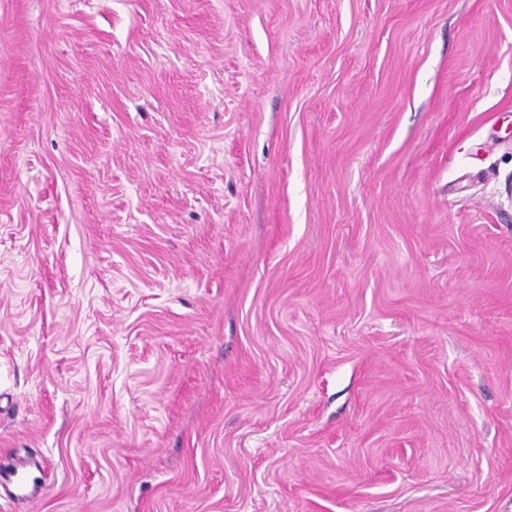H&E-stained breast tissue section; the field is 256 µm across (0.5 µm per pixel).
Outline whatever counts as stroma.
<instances>
[{
    "mask_svg": "<svg viewBox=\"0 0 512 512\" xmlns=\"http://www.w3.org/2000/svg\"><path fill=\"white\" fill-rule=\"evenodd\" d=\"M0 512H512V0H0Z\"/></svg>",
    "mask_w": 512,
    "mask_h": 512,
    "instance_id": "35a3bbf8",
    "label": "stroma"
}]
</instances>
